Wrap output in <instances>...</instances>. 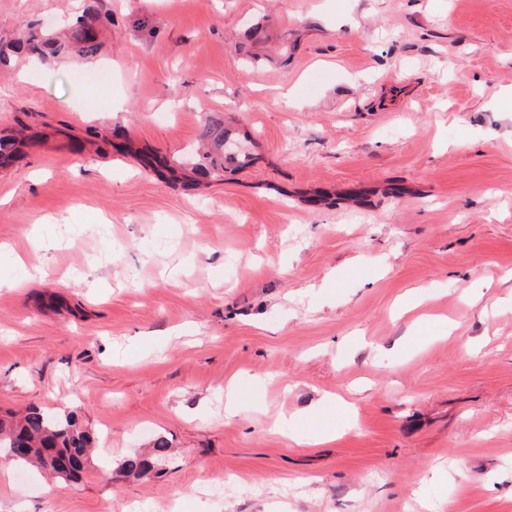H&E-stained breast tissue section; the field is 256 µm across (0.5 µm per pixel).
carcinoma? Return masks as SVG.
Returning <instances> with one entry per match:
<instances>
[{"mask_svg":"<svg viewBox=\"0 0 512 512\" xmlns=\"http://www.w3.org/2000/svg\"><path fill=\"white\" fill-rule=\"evenodd\" d=\"M102 14L97 7L85 8L75 22L69 24L62 33L50 30L30 31L26 35L9 41H0V65L10 66L17 58H27L47 62L63 57H77L85 60L96 57L101 49L97 30ZM29 126L24 124L11 133L0 135V167L11 166L20 156L21 150L34 135L27 133ZM200 151L191 164L189 172H178L167 161L149 153L142 156L146 167L156 172L165 169L176 180L191 183L195 175L201 174L213 179L224 177L227 164L244 166L250 155L245 150L231 151L227 147L229 136L224 130V119L217 113L205 116L201 127ZM29 448L28 454L19 461L31 463L42 470H48L45 458L54 451L61 458L80 459L83 463L91 460L96 439L84 428L77 416L69 412L63 416L52 417L38 409H33L17 417L8 414L0 417V449L12 455L16 442ZM168 451V443L158 438L149 453L138 454L126 460L121 471L126 474L141 475L153 471Z\"/></svg>","mask_w":512,"mask_h":512,"instance_id":"carcinoma-1","label":"carcinoma"}]
</instances>
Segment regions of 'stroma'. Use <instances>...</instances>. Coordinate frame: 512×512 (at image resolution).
<instances>
[{
    "label": "stroma",
    "mask_w": 512,
    "mask_h": 512,
    "mask_svg": "<svg viewBox=\"0 0 512 512\" xmlns=\"http://www.w3.org/2000/svg\"><path fill=\"white\" fill-rule=\"evenodd\" d=\"M90 2L0 0V38ZM102 5L95 58L0 71V129L48 134L0 170V243L43 269L0 253V411L76 412L103 452L0 468V512H512V0ZM209 112L248 168L135 157L192 162ZM168 451V443L158 438L154 441L153 446L148 454H138L127 459L121 466L120 470L126 474L141 475L152 472L159 462L165 457Z\"/></svg>",
    "instance_id": "35a3bbf8"
}]
</instances>
